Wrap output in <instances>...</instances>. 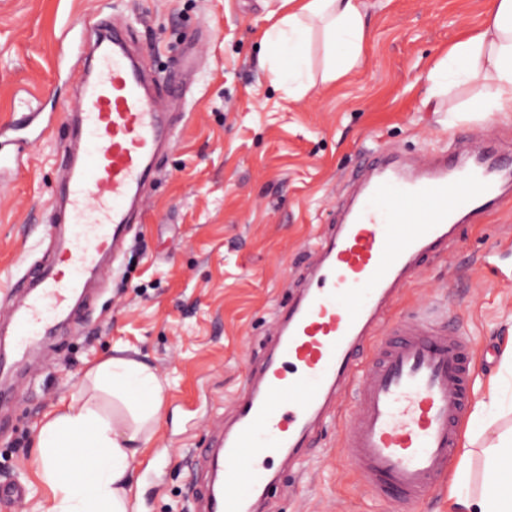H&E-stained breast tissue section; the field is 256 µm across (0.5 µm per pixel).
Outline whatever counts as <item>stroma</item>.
<instances>
[{
	"instance_id": "35a3bbf8",
	"label": "stroma",
	"mask_w": 512,
	"mask_h": 512,
	"mask_svg": "<svg viewBox=\"0 0 512 512\" xmlns=\"http://www.w3.org/2000/svg\"><path fill=\"white\" fill-rule=\"evenodd\" d=\"M361 63L301 99L273 82L260 44L266 0H0V312L37 259L52 255L45 214L71 135L83 27L123 28L173 101L177 138L123 262L89 305L24 366L0 406V485L26 497L0 512H46L35 438L102 358L122 350L164 381L162 417L135 464L138 512H193L197 464L264 358L317 236L326 234L351 171L369 150L425 162L461 138L512 143V114L470 110L479 90L428 99L433 62L481 27L486 0H364ZM501 278L489 281L485 252ZM443 309L473 347L474 397L489 393L512 340V188L404 288L392 317ZM353 395L310 438L261 512H389L361 488L341 444Z\"/></svg>"
}]
</instances>
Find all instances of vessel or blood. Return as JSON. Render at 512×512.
Wrapping results in <instances>:
<instances>
[{"label": "vessel or blood", "instance_id": "b4317fda", "mask_svg": "<svg viewBox=\"0 0 512 512\" xmlns=\"http://www.w3.org/2000/svg\"><path fill=\"white\" fill-rule=\"evenodd\" d=\"M93 58L69 110L78 122L66 148L65 203L55 222L56 258L35 265L29 290L8 314L14 333L0 373L19 369L59 318L76 313L89 283L108 276L125 250L172 139L165 107L126 41L88 21ZM512 178L487 157L444 152L410 171L377 165L357 180L359 199L315 250L299 296L281 312L258 382L234 403L204 461L202 512H253L281 457H297L338 395L357 410L343 434L362 488L391 506L415 507L438 488L462 446L472 388L467 337L448 320L400 319L381 334L394 298L453 238L463 216L496 203Z\"/></svg>", "mask_w": 512, "mask_h": 512}]
</instances>
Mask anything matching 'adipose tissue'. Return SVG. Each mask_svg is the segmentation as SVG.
Instances as JSON below:
<instances>
[{"instance_id":"ef3b65f1","label":"adipose tissue","mask_w":512,"mask_h":512,"mask_svg":"<svg viewBox=\"0 0 512 512\" xmlns=\"http://www.w3.org/2000/svg\"><path fill=\"white\" fill-rule=\"evenodd\" d=\"M278 21L263 38L275 81L304 97L313 86L304 73L313 23L324 42L321 82L340 80L358 66L368 37L363 0H276ZM430 95L454 84L481 88L484 112H512V0H488L481 29L454 43L427 72ZM164 387L152 367L126 357L108 358L76 387L68 406L37 430L40 477L52 499L47 512H129L133 465L159 423ZM512 431L485 449V488L468 490L466 465H459L453 494L456 512H512Z\"/></svg>"}]
</instances>
